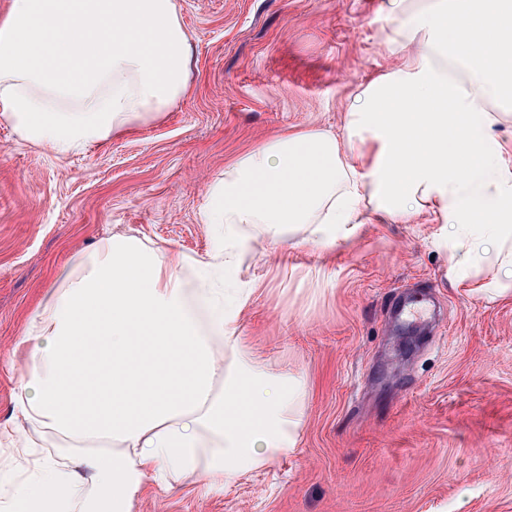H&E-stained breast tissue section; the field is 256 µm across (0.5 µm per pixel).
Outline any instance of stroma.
Here are the masks:
<instances>
[{
    "label": "stroma",
    "instance_id": "35a3bbf8",
    "mask_svg": "<svg viewBox=\"0 0 512 512\" xmlns=\"http://www.w3.org/2000/svg\"><path fill=\"white\" fill-rule=\"evenodd\" d=\"M381 3L178 0L193 71L172 111L68 157L0 123L1 421L61 267L112 235L205 258L217 229L198 213L225 163L290 131L343 135L362 86L402 65ZM452 251L424 211L335 250L252 240L242 334L271 372L304 378L298 446L219 496L148 485L133 512H512V295L454 287ZM426 294L429 332L395 328L400 297Z\"/></svg>",
    "mask_w": 512,
    "mask_h": 512
}]
</instances>
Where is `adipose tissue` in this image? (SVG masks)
I'll return each instance as SVG.
<instances>
[{
	"label": "adipose tissue",
	"mask_w": 512,
	"mask_h": 512,
	"mask_svg": "<svg viewBox=\"0 0 512 512\" xmlns=\"http://www.w3.org/2000/svg\"><path fill=\"white\" fill-rule=\"evenodd\" d=\"M403 68L355 95L335 134L273 137L225 165L202 223L206 259L111 237L59 270L29 317L20 421L0 422V512H132L148 484L220 495L294 450L303 378L270 373L237 287L258 234L328 248L361 225L429 210L472 262L512 277V158L495 135L512 110V0H387ZM191 48L176 0H11L0 16V121L59 156L85 152L187 95Z\"/></svg>",
	"instance_id": "ef3b65f1"
}]
</instances>
